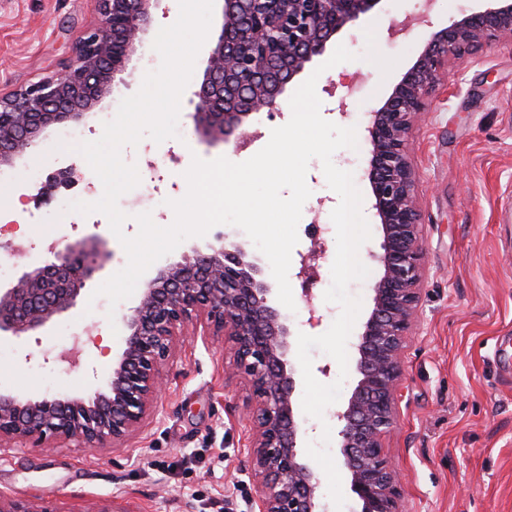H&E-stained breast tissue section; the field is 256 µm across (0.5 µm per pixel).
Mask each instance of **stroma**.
<instances>
[{"label":"stroma","mask_w":512,"mask_h":512,"mask_svg":"<svg viewBox=\"0 0 512 512\" xmlns=\"http://www.w3.org/2000/svg\"><path fill=\"white\" fill-rule=\"evenodd\" d=\"M421 0H382L359 23L333 38L354 60L324 71L316 83L321 116L343 127L363 128L366 114L389 95L429 37L425 28L390 38L388 19L419 10ZM95 0H0V95L60 74L79 31L94 24ZM373 29L378 53L397 58L389 74L366 60L365 31ZM146 73L137 67L80 122L84 141L103 133L104 116L115 115L136 93ZM189 105H182L180 141L143 138L125 147L126 162L143 168L141 183L119 200L128 218L124 234L138 231L135 214L150 212L169 226V202L185 196L193 157L223 156L242 162L260 151L287 114L261 118L242 147L206 146L194 132ZM52 128L25 164L0 174V239L20 245L27 263L51 261V243L75 242L98 233L109 238L111 261L88 282L96 290L127 264L105 215L67 211L85 199L84 184L36 201L41 183L62 163L92 170L76 152L61 150ZM425 222L426 273L412 334L404 353L405 388L385 451L402 477L406 512H512V47L501 45L448 68V82L432 100L412 144ZM311 195L298 224L295 253L313 239L324 248L317 275L290 276L296 305L293 333L318 336L340 313L325 302L336 255L331 213L338 204L319 160H311ZM137 297L110 306L107 297L79 303L69 315L24 345L0 342V391L25 396L76 393L92 379L106 380L125 347L124 318ZM94 326L107 349L88 348L79 365L57 362L73 338ZM233 359L222 336L184 337L164 365L166 388L144 426L116 448H82L66 441L47 448L20 441L0 459V493L46 502L57 512H243L260 487L249 468V390L226 380Z\"/></svg>","instance_id":"stroma-1"}]
</instances>
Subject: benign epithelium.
Wrapping results in <instances>:
<instances>
[{
    "label": "benign epithelium",
    "instance_id": "1",
    "mask_svg": "<svg viewBox=\"0 0 512 512\" xmlns=\"http://www.w3.org/2000/svg\"><path fill=\"white\" fill-rule=\"evenodd\" d=\"M96 23L75 38L61 74L0 96V170L34 153L47 131L81 121L126 83L141 59L143 35L159 0H96ZM383 0H224V21L204 78L188 104L195 132L240 147L261 114L279 111L291 84L322 57L335 36ZM482 8L434 28L437 0L398 19L387 32L432 29L389 96L368 112L363 127V179L380 234L373 255L372 305L354 344L357 380L340 423L339 454L357 512H403L399 478L384 440L398 415L403 351L415 318L425 267L419 175L410 152L417 118L444 85L448 64L502 41L512 43V0H481ZM80 177L71 164L57 169L46 189ZM54 261L28 264L0 279V340L32 336L74 310L92 275L112 259L95 237L49 247ZM272 283L243 241L215 237L168 259L146 280L139 303L125 317V348L106 383L77 395L38 397L0 392V458L11 441L46 435L85 448L119 445L138 429L162 387V367L187 324L201 336H226L235 375L255 401L249 463L260 485L257 512H324L319 475L300 453L297 370L290 361L288 317L271 302ZM0 512H56L49 505L6 498Z\"/></svg>",
    "mask_w": 512,
    "mask_h": 512
}]
</instances>
